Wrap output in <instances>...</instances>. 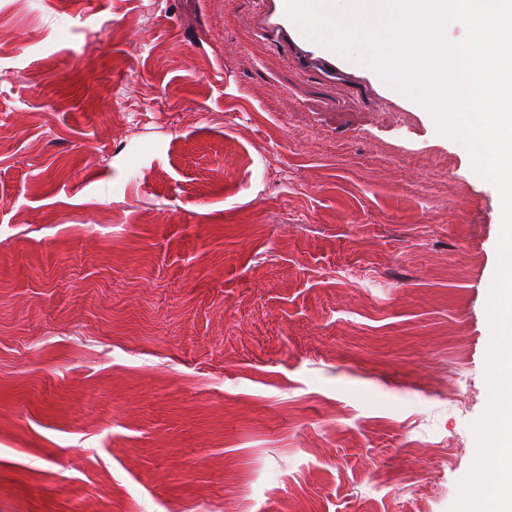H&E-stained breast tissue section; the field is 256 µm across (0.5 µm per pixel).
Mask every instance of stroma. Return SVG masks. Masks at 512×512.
Segmentation results:
<instances>
[{"label": "stroma", "mask_w": 512, "mask_h": 512, "mask_svg": "<svg viewBox=\"0 0 512 512\" xmlns=\"http://www.w3.org/2000/svg\"><path fill=\"white\" fill-rule=\"evenodd\" d=\"M323 56L282 0H0V512H449L500 195Z\"/></svg>", "instance_id": "stroma-1"}]
</instances>
